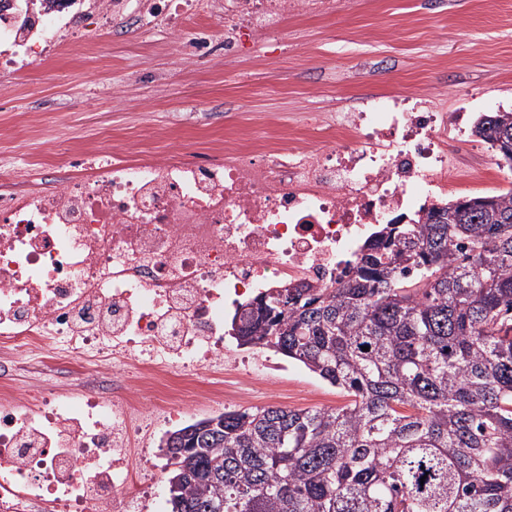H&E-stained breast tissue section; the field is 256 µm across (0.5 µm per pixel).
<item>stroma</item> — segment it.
I'll return each instance as SVG.
<instances>
[{
  "label": "stroma",
  "mask_w": 512,
  "mask_h": 512,
  "mask_svg": "<svg viewBox=\"0 0 512 512\" xmlns=\"http://www.w3.org/2000/svg\"><path fill=\"white\" fill-rule=\"evenodd\" d=\"M165 28L101 27L89 48L49 53L0 100V173L51 188L87 152L121 146L192 159L214 143L305 137L312 118L365 98L422 93L472 117L512 111V0H337L233 66L177 64ZM346 398L301 364L271 373L228 410L334 408Z\"/></svg>",
  "instance_id": "35a3bbf8"
}]
</instances>
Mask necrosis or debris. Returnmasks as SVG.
<instances>
[{
    "label": "necrosis or debris",
    "mask_w": 512,
    "mask_h": 512,
    "mask_svg": "<svg viewBox=\"0 0 512 512\" xmlns=\"http://www.w3.org/2000/svg\"><path fill=\"white\" fill-rule=\"evenodd\" d=\"M91 18L144 28L170 20L181 60L206 49L181 33L224 26V61L242 38L263 42L288 19L327 16L335 0H93ZM59 0L40 36L0 26V96L47 48L86 38ZM469 113L428 96L372 99L313 118L314 142L211 146L171 154H91L49 190L0 192V512H165L128 450L196 404L223 405L219 374L234 350L226 313L282 284H330L377 227L447 200L457 165L448 135ZM33 357L112 378L111 397L18 392Z\"/></svg>",
    "instance_id": "obj_1"
}]
</instances>
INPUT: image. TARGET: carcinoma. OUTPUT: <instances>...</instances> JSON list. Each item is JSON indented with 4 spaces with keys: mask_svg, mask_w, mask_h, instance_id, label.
I'll return each instance as SVG.
<instances>
[{
    "mask_svg": "<svg viewBox=\"0 0 512 512\" xmlns=\"http://www.w3.org/2000/svg\"><path fill=\"white\" fill-rule=\"evenodd\" d=\"M472 133L512 153V112ZM231 336L348 402L170 432L172 512H512V188L383 225L337 282L269 290Z\"/></svg>",
    "mask_w": 512,
    "mask_h": 512,
    "instance_id": "cac0c4a2",
    "label": "carcinoma"
}]
</instances>
